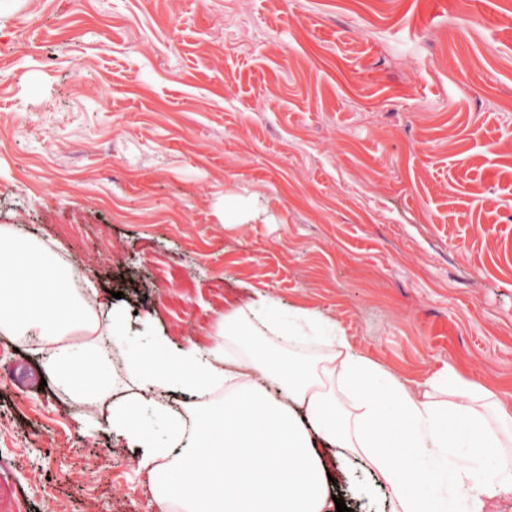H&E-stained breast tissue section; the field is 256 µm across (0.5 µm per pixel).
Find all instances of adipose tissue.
I'll list each match as a JSON object with an SVG mask.
<instances>
[{"mask_svg": "<svg viewBox=\"0 0 512 512\" xmlns=\"http://www.w3.org/2000/svg\"><path fill=\"white\" fill-rule=\"evenodd\" d=\"M77 279L51 248L0 225V337L32 343L55 385L136 449L157 512H336L328 448L360 462L401 512H484L512 494V411L494 392L450 367L409 386L355 353L321 313L284 323L262 295L219 317L212 346L161 336L129 353L134 390L115 396L107 341L126 314L80 295ZM319 329L325 351L307 355L304 336ZM267 332L281 352H251L252 335ZM226 386L231 394L213 400ZM179 394L202 402L192 422L173 406Z\"/></svg>", "mask_w": 512, "mask_h": 512, "instance_id": "1", "label": "adipose tissue"}]
</instances>
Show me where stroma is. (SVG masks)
Returning a JSON list of instances; mask_svg holds the SVG:
<instances>
[{
    "label": "stroma",
    "instance_id": "obj_1",
    "mask_svg": "<svg viewBox=\"0 0 512 512\" xmlns=\"http://www.w3.org/2000/svg\"><path fill=\"white\" fill-rule=\"evenodd\" d=\"M0 50V225L122 306L126 348L210 344L260 293L512 409V0H0ZM44 377L0 339L24 512H156Z\"/></svg>",
    "mask_w": 512,
    "mask_h": 512
}]
</instances>
